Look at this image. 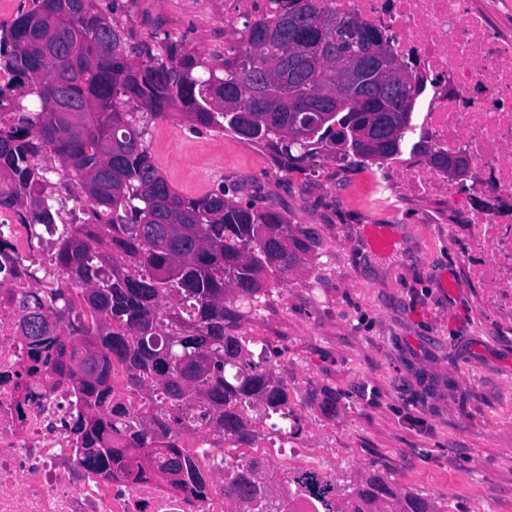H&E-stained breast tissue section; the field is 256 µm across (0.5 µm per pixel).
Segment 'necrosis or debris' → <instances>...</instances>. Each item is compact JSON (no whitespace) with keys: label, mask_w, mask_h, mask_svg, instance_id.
Returning <instances> with one entry per match:
<instances>
[{"label":"necrosis or debris","mask_w":512,"mask_h":512,"mask_svg":"<svg viewBox=\"0 0 512 512\" xmlns=\"http://www.w3.org/2000/svg\"><path fill=\"white\" fill-rule=\"evenodd\" d=\"M320 7L378 27L410 60L427 96L421 129L436 150L466 151L474 175L458 186L421 162L400 161L376 184L381 202L394 189L443 195L463 209V255L488 309L512 310V35L483 0H318ZM50 226L0 210V512H224V476L239 449L200 429L180 446L199 465L221 461L207 497L176 493L152 474L114 478L83 463L73 432L86 408L68 382L46 380L50 357L32 361L18 302L52 272Z\"/></svg>","instance_id":"1"}]
</instances>
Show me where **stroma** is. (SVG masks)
I'll list each match as a JSON object with an SVG mask.
<instances>
[{
  "instance_id": "obj_1",
  "label": "stroma",
  "mask_w": 512,
  "mask_h": 512,
  "mask_svg": "<svg viewBox=\"0 0 512 512\" xmlns=\"http://www.w3.org/2000/svg\"><path fill=\"white\" fill-rule=\"evenodd\" d=\"M118 14L140 36L224 59L223 0H118ZM146 145L181 195L222 182L316 232L304 265L271 278L237 331L287 382L291 439L322 453L323 476L349 486L379 471L440 512H512V315L487 310L448 235L462 212L414 196L394 212L375 203L370 170L324 161L286 174L258 146L172 119L151 124ZM370 224L388 225L393 250L370 245ZM327 390L332 416L319 408Z\"/></svg>"
}]
</instances>
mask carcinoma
Listing matches in <instances>:
<instances>
[{"instance_id": "1", "label": "carcinoma", "mask_w": 512, "mask_h": 512, "mask_svg": "<svg viewBox=\"0 0 512 512\" xmlns=\"http://www.w3.org/2000/svg\"><path fill=\"white\" fill-rule=\"evenodd\" d=\"M116 0H29L0 24V208L33 224L54 223L49 173L80 189L87 224L57 227L59 279L40 289L35 306L22 302L24 336L55 349V373L84 396V461L135 467L156 478L172 473L174 489L203 494L207 479L179 450L199 423L234 448H256L262 435L253 413L288 412V385L236 333L238 305H256L271 275L304 263L315 233L282 212L234 203L224 183L199 197L178 194L145 144L157 119L176 117L189 129L230 132L269 150L275 165L302 170L319 160L381 164L402 154L423 85L410 74L386 73L359 96L337 90L336 63L350 58L336 23L356 24L354 50L386 54L411 68L379 31L316 0H288V11L245 22L241 40L217 67L178 41L136 38L113 17ZM83 108L77 122L52 108ZM387 114L408 108L389 145L365 149L356 140L336 150V125L371 120L357 111L362 97ZM326 99L331 112H297L301 101ZM85 317L81 335L63 334ZM125 387L147 400L128 409L112 389V365ZM112 402V413L102 411ZM161 404L165 412L153 415ZM243 470L224 481L228 512H288L300 496L315 512H440L427 496L399 489L374 472L351 488L302 468L278 488L273 465L244 455Z\"/></svg>"}]
</instances>
